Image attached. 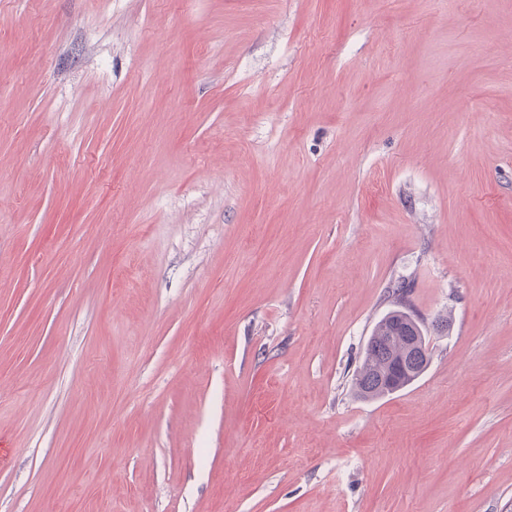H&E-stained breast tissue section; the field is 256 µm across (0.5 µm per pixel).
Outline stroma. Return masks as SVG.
<instances>
[{
  "label": "stroma",
  "mask_w": 512,
  "mask_h": 512,
  "mask_svg": "<svg viewBox=\"0 0 512 512\" xmlns=\"http://www.w3.org/2000/svg\"><path fill=\"white\" fill-rule=\"evenodd\" d=\"M64 497L512 512V0H0V512ZM387 294L393 307L375 322L361 361L351 376V389L362 400L380 399L405 389L424 374L430 362L427 330L413 323V316L407 312L409 320L401 305L407 286L404 282L394 283L387 287ZM408 336L420 337L421 351L411 374L397 377V358L405 355Z\"/></svg>",
  "instance_id": "1"
}]
</instances>
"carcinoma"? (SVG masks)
Here are the masks:
<instances>
[{
    "instance_id": "carcinoma-1",
    "label": "carcinoma",
    "mask_w": 512,
    "mask_h": 512,
    "mask_svg": "<svg viewBox=\"0 0 512 512\" xmlns=\"http://www.w3.org/2000/svg\"><path fill=\"white\" fill-rule=\"evenodd\" d=\"M407 286L397 282L387 287L391 309L375 322L363 356L351 376V389L362 400H375L410 386L426 371L430 362L427 330L408 319L402 302ZM420 337L421 351L410 375L396 376L398 358L406 353V337Z\"/></svg>"
}]
</instances>
